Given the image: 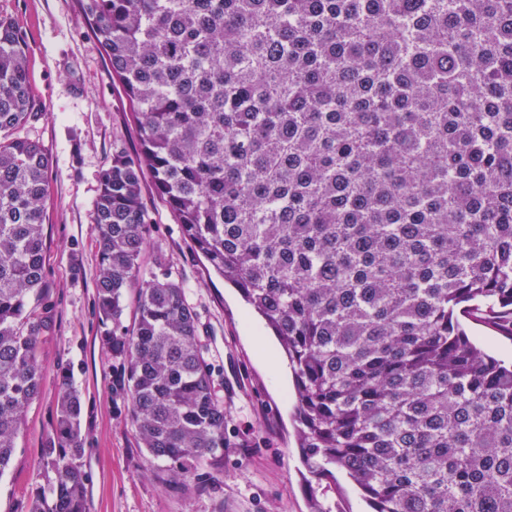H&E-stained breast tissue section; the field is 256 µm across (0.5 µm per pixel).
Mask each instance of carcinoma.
<instances>
[{"label": "carcinoma", "mask_w": 512, "mask_h": 512, "mask_svg": "<svg viewBox=\"0 0 512 512\" xmlns=\"http://www.w3.org/2000/svg\"><path fill=\"white\" fill-rule=\"evenodd\" d=\"M80 2L141 142L102 170L94 223L102 341L150 457L198 481L228 442L185 289L141 273L147 175L278 337L317 485L342 470L372 512H512V363L456 316L512 337V0ZM26 56L0 16V475L42 386ZM81 416L63 375L52 504L30 512H85Z\"/></svg>", "instance_id": "1"}]
</instances>
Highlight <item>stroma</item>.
Listing matches in <instances>:
<instances>
[{
    "mask_svg": "<svg viewBox=\"0 0 512 512\" xmlns=\"http://www.w3.org/2000/svg\"><path fill=\"white\" fill-rule=\"evenodd\" d=\"M28 53L34 110L21 136L52 156L46 202L43 288L30 308L40 325L41 393L27 407L17 448L0 475V512H27L51 499L55 475L43 460L56 425L58 370L67 368L82 400L86 512H311L310 475L296 447L295 403L287 364L273 365L280 345L257 315L198 254L176 224L152 177L141 196L152 219L144 273L164 262L199 321L207 362L228 414L224 462L204 466L184 485L141 448L112 390L118 364L103 345L96 308L99 240L94 230L100 173L116 147L140 149L125 93L87 26L79 0H0Z\"/></svg>",
    "mask_w": 512,
    "mask_h": 512,
    "instance_id": "stroma-1",
    "label": "stroma"
}]
</instances>
